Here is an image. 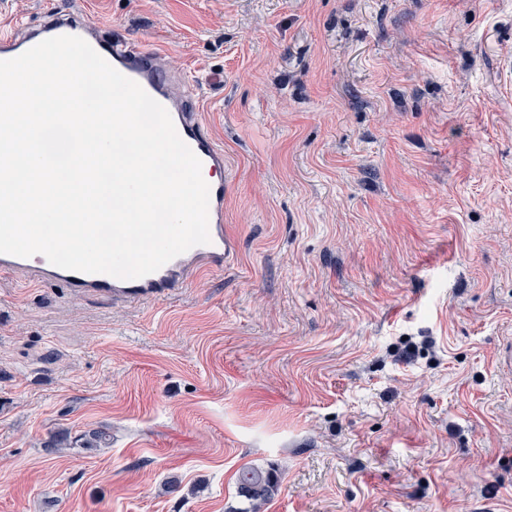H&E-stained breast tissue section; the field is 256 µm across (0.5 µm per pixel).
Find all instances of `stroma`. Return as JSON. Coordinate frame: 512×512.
Masks as SVG:
<instances>
[{
  "label": "stroma",
  "mask_w": 512,
  "mask_h": 512,
  "mask_svg": "<svg viewBox=\"0 0 512 512\" xmlns=\"http://www.w3.org/2000/svg\"><path fill=\"white\" fill-rule=\"evenodd\" d=\"M162 51L235 262L0 274V512H512V0H0ZM274 470L260 471L255 468L243 470L239 476L238 494L253 502L267 501L274 494Z\"/></svg>",
  "instance_id": "1"
}]
</instances>
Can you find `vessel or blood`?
Returning <instances> with one entry per match:
<instances>
[{"label": "vessel or blood", "mask_w": 512, "mask_h": 512, "mask_svg": "<svg viewBox=\"0 0 512 512\" xmlns=\"http://www.w3.org/2000/svg\"><path fill=\"white\" fill-rule=\"evenodd\" d=\"M61 35L86 40L118 72L167 109L179 137L200 159L202 176L209 185L210 241L173 258L154 273L135 279L64 270L40 254L28 258L0 254V272H21L35 282L62 284L75 294L93 292L128 302L165 297L201 269H221L230 264L239 245L224 229V150L186 100L175 92L164 54L124 39H107L83 13L71 11L45 15L39 24L21 33L0 30V60L15 58L45 39Z\"/></svg>", "instance_id": "vessel-or-blood-1"}]
</instances>
